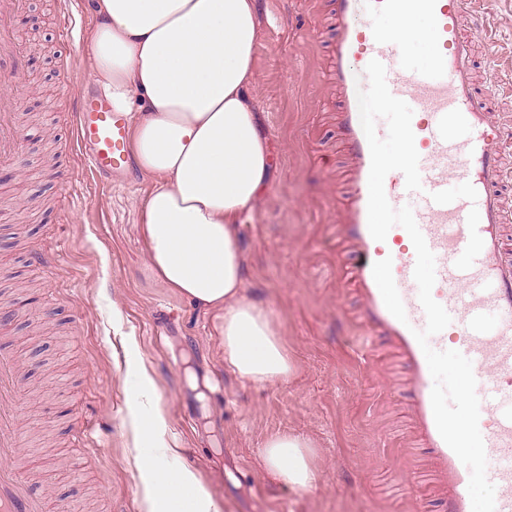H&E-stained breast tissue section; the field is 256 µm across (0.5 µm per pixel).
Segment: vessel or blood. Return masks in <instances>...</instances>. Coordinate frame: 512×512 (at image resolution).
I'll use <instances>...</instances> for the list:
<instances>
[{
  "mask_svg": "<svg viewBox=\"0 0 512 512\" xmlns=\"http://www.w3.org/2000/svg\"><path fill=\"white\" fill-rule=\"evenodd\" d=\"M491 0H334L336 30L330 65L340 107L336 129L351 162L349 187L342 205L346 221L339 237L351 247L340 278L358 299V323L369 345L361 354L371 361L376 351L392 354L407 369L409 419L421 448L443 512H471L469 469L440 436L432 410L433 388L425 355L415 331L426 326L413 272L416 254L401 226L389 235L397 251L381 247L368 229V178L371 165L360 122L358 79L371 60L386 69L393 96L413 110L412 130L419 153L422 188L407 190L401 172L384 181L394 208L411 206L416 223L436 259L435 301L451 317L445 333L452 349L471 360L480 399L479 429L489 447L486 474L496 488V512H512V249L502 234L512 222V169L504 165L505 146L512 143V114L489 107V85L479 83L483 66L475 42L492 43L490 31L476 32L470 17ZM19 0H0V77H19L25 63L15 44L14 18ZM429 20L435 53L428 69H411L404 56L414 38L413 18ZM370 15L394 18L398 27L381 34L366 21ZM76 144L91 160L93 175L105 176L132 166L127 152L123 113L103 100L78 96L74 112ZM23 129L13 113H0V163L18 161ZM465 182L466 194L451 190ZM391 259L392 274L407 319L399 321L386 308L375 283L373 263ZM497 314L487 325L488 314ZM15 364L0 357V512H43L30 499L20 472L7 464L18 454L20 434L13 408L11 375Z\"/></svg>",
  "mask_w": 512,
  "mask_h": 512,
  "instance_id": "b4317fda",
  "label": "vessel or blood"
}]
</instances>
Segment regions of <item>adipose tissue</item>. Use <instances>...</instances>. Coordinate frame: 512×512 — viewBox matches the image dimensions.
I'll list each match as a JSON object with an SVG mask.
<instances>
[{
    "label": "adipose tissue",
    "mask_w": 512,
    "mask_h": 512,
    "mask_svg": "<svg viewBox=\"0 0 512 512\" xmlns=\"http://www.w3.org/2000/svg\"><path fill=\"white\" fill-rule=\"evenodd\" d=\"M88 78L131 116L128 150L151 189L140 237L155 275L192 304L221 313L224 363L255 385L293 366L268 308L245 293L240 218L265 194L275 166L251 98L257 0H92ZM313 447L270 436L262 457L280 484L310 489ZM147 495L167 512H215L197 473L143 455Z\"/></svg>",
    "instance_id": "obj_1"
}]
</instances>
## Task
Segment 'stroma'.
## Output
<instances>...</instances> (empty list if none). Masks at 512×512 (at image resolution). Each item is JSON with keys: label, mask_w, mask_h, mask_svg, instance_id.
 Returning <instances> with one entry per match:
<instances>
[{"label": "stroma", "mask_w": 512, "mask_h": 512, "mask_svg": "<svg viewBox=\"0 0 512 512\" xmlns=\"http://www.w3.org/2000/svg\"><path fill=\"white\" fill-rule=\"evenodd\" d=\"M259 3L251 96L275 167L239 234L248 290L268 306L294 366L269 386L225 367L217 313L153 275L138 231L148 182L136 172L99 180L78 156L72 112L91 89L89 0H78L70 41L60 35L64 0H24L16 19L33 115L22 162L0 169V275L14 278L23 309L0 330V351L16 363L29 436L12 464L49 512H149L136 455L161 445L199 473L217 512H408L418 479L405 373L388 358L365 370L356 300L334 272L344 250L335 175L347 160L325 76L323 0ZM489 13L495 106L505 111L512 0H493ZM58 243L62 264L36 268L34 257ZM147 387L167 422L158 442L139 431ZM91 420L99 427L88 443ZM278 432L311 442L318 478L308 492L267 476L262 449Z\"/></svg>", "instance_id": "1"}]
</instances>
